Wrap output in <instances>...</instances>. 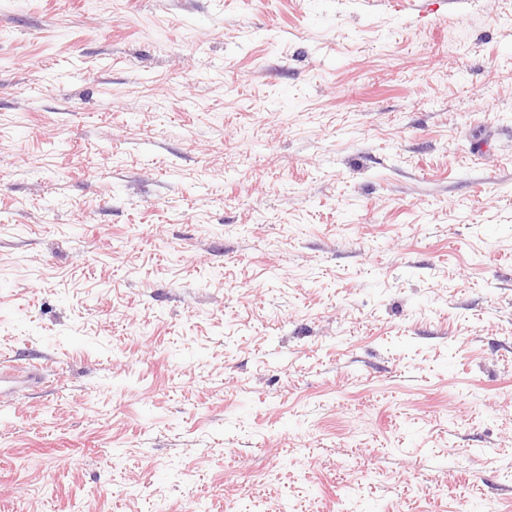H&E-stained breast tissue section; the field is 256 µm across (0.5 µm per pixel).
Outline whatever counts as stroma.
Returning <instances> with one entry per match:
<instances>
[{"label":"stroma","mask_w":512,"mask_h":512,"mask_svg":"<svg viewBox=\"0 0 512 512\" xmlns=\"http://www.w3.org/2000/svg\"><path fill=\"white\" fill-rule=\"evenodd\" d=\"M0 361V512H512V0H0Z\"/></svg>","instance_id":"stroma-1"}]
</instances>
